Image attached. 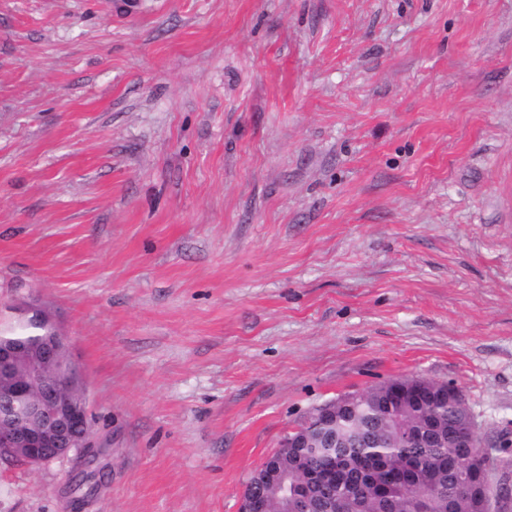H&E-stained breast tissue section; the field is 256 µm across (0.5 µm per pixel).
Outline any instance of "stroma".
Segmentation results:
<instances>
[{"mask_svg":"<svg viewBox=\"0 0 512 512\" xmlns=\"http://www.w3.org/2000/svg\"><path fill=\"white\" fill-rule=\"evenodd\" d=\"M70 342L82 512H239L314 407L419 375L512 432V0H0V321ZM75 460L0 459V512ZM107 471L105 467L103 466H97L96 467V482L97 485L93 482V472H82L78 480L75 482L74 490L78 491L86 487V491L82 496H79L78 498H75L72 501V507L74 509L78 508L76 506L77 503H80L84 501V498L91 495L95 492V489L99 488L103 485L105 480L107 479Z\"/></svg>","mask_w":512,"mask_h":512,"instance_id":"obj_1","label":"stroma"}]
</instances>
